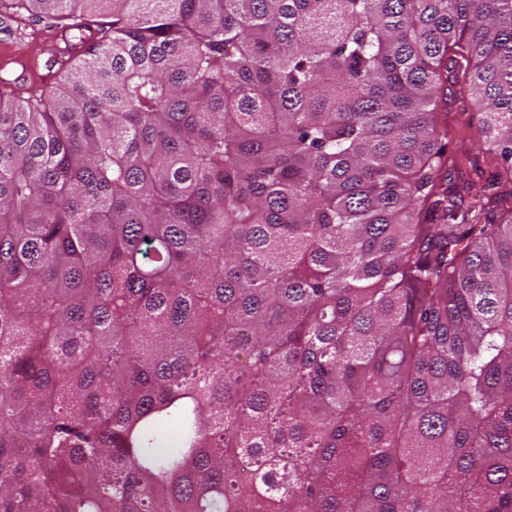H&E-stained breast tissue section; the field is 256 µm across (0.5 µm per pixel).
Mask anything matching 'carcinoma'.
Segmentation results:
<instances>
[{
	"mask_svg": "<svg viewBox=\"0 0 512 512\" xmlns=\"http://www.w3.org/2000/svg\"><path fill=\"white\" fill-rule=\"evenodd\" d=\"M0 16V512H512V0ZM22 30L16 31L15 23H0V76L11 80L12 88L15 93L22 97H28L31 91L49 90L45 87L38 76L29 70V61L27 57L19 56L14 53L15 45H23L28 48L29 55L36 57L40 65L47 62L54 65L52 59L64 46L62 37L57 36V41L51 40L48 35L55 33L46 31L48 28L44 22L31 20L26 23ZM39 64L35 63L32 68L38 70ZM28 71L24 78H18L23 71Z\"/></svg>",
	"mask_w": 512,
	"mask_h": 512,
	"instance_id": "carcinoma-1",
	"label": "carcinoma"
}]
</instances>
